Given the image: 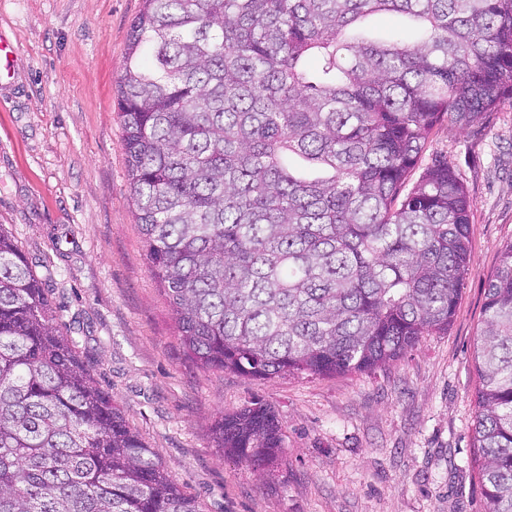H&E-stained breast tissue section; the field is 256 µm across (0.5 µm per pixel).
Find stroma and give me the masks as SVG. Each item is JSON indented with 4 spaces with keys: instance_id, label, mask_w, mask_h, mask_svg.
<instances>
[{
    "instance_id": "35a3bbf8",
    "label": "stroma",
    "mask_w": 512,
    "mask_h": 512,
    "mask_svg": "<svg viewBox=\"0 0 512 512\" xmlns=\"http://www.w3.org/2000/svg\"><path fill=\"white\" fill-rule=\"evenodd\" d=\"M142 0H0V224L42 279L100 385L202 512H482L472 423L485 289L512 242V102L442 125L411 172L447 159L471 238L444 334L383 371L254 379L185 359L133 216L115 109ZM261 401L285 436L275 479L227 460L219 412Z\"/></svg>"
}]
</instances>
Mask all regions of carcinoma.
Segmentation results:
<instances>
[{"label":"carcinoma","mask_w":512,"mask_h":512,"mask_svg":"<svg viewBox=\"0 0 512 512\" xmlns=\"http://www.w3.org/2000/svg\"><path fill=\"white\" fill-rule=\"evenodd\" d=\"M118 84L134 217L184 354L258 379L373 372L446 333L469 260L436 125L512 100V0H143ZM414 41L355 29L375 13ZM474 361L484 512H512V243ZM266 476L282 427L215 419ZM0 512H201L91 374L0 224Z\"/></svg>","instance_id":"carcinoma-1"}]
</instances>
